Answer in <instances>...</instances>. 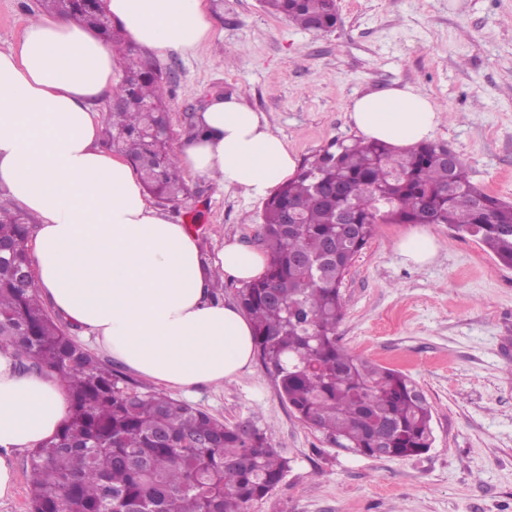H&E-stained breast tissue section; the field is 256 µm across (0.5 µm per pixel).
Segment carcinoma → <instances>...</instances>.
Masks as SVG:
<instances>
[{
  "label": "carcinoma",
  "mask_w": 512,
  "mask_h": 512,
  "mask_svg": "<svg viewBox=\"0 0 512 512\" xmlns=\"http://www.w3.org/2000/svg\"><path fill=\"white\" fill-rule=\"evenodd\" d=\"M264 10L312 32L336 28L334 0H261ZM37 8L93 29H121L104 0H38ZM171 82L128 47L104 117L106 142L161 204L190 197L172 146ZM448 146L398 153L380 141L338 140L306 158L263 210L265 274L237 292L259 360L298 418L339 447L408 458L431 447L432 407L401 371L349 353L338 340L341 287L354 257L384 224H446L512 267V202L475 184ZM298 213L291 224L283 223ZM347 213L348 224L338 223ZM32 217L0 206V347L51 373L71 407L59 431L30 453L31 512H248L273 493L288 461L267 432L250 435L187 403L142 392L119 368L78 345L26 285Z\"/></svg>",
  "instance_id": "obj_1"
}]
</instances>
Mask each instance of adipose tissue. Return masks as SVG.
<instances>
[{"instance_id":"adipose-tissue-1","label":"adipose tissue","mask_w":512,"mask_h":512,"mask_svg":"<svg viewBox=\"0 0 512 512\" xmlns=\"http://www.w3.org/2000/svg\"><path fill=\"white\" fill-rule=\"evenodd\" d=\"M141 50L195 51L212 34L203 0H105ZM115 61L87 27L63 17L30 23L19 49L0 50V189L37 217L36 288L72 325L135 373L170 389L220 386L253 360V327L216 299L215 272L248 282L265 254L225 240L203 256L188 225L172 221L143 191L124 158L102 148L95 106L112 91ZM356 135L411 150L433 138L442 109L412 86L355 96ZM201 136L177 158L189 176L265 199L295 175L287 140L236 95L211 96L196 114ZM68 415L59 381L22 373L0 348V501L13 498V452L51 437Z\"/></svg>"}]
</instances>
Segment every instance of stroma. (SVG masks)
<instances>
[{
  "instance_id": "obj_1",
  "label": "stroma",
  "mask_w": 512,
  "mask_h": 512,
  "mask_svg": "<svg viewBox=\"0 0 512 512\" xmlns=\"http://www.w3.org/2000/svg\"><path fill=\"white\" fill-rule=\"evenodd\" d=\"M213 37L158 63L172 82L174 141L212 95L241 96L306 158L351 137V99L410 85L446 109L435 142L471 179L512 201V0H338L340 22L313 33L259 0H205ZM37 0H0V49L18 48ZM168 205L205 254L225 238L262 246V202L188 178ZM406 224H378L341 292L336 334L350 352L408 375L432 406V447L369 458L336 447L294 414L261 362L224 386L172 391L224 423L267 431L289 461L282 484L249 512H512V268L478 241L430 225L435 260L395 249Z\"/></svg>"
}]
</instances>
